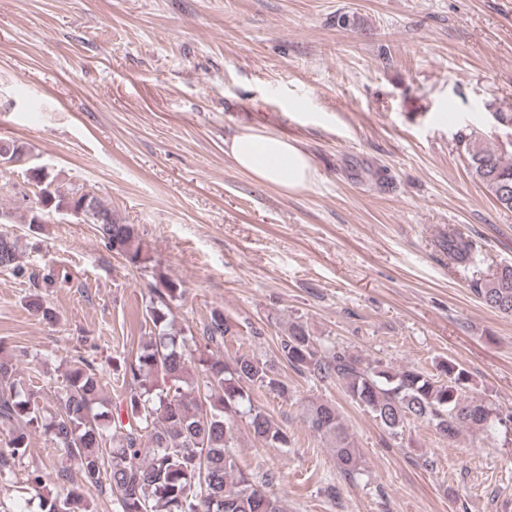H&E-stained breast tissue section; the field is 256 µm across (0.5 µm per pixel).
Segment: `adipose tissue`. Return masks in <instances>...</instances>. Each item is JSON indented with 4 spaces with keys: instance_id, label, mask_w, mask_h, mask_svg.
Here are the masks:
<instances>
[{
    "instance_id": "1",
    "label": "adipose tissue",
    "mask_w": 512,
    "mask_h": 512,
    "mask_svg": "<svg viewBox=\"0 0 512 512\" xmlns=\"http://www.w3.org/2000/svg\"><path fill=\"white\" fill-rule=\"evenodd\" d=\"M224 153L241 172L287 192L308 188L317 170L297 141L249 128L224 143Z\"/></svg>"
}]
</instances>
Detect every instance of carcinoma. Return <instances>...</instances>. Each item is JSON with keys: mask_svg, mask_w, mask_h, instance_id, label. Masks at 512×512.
Masks as SVG:
<instances>
[{"mask_svg": "<svg viewBox=\"0 0 512 512\" xmlns=\"http://www.w3.org/2000/svg\"><path fill=\"white\" fill-rule=\"evenodd\" d=\"M459 144L472 176L497 206L512 210V160L489 148L474 133ZM15 144H0L3 164L23 159ZM38 192L25 223L38 229L59 209L83 212L106 244L133 266L150 260L147 246L133 224H125L95 195L79 188L64 193L44 169L33 171ZM448 263L466 267L479 258L477 243L456 228L443 242ZM18 238L0 234V269L24 274ZM159 288L145 305L152 329L134 356L113 363L121 380V399L108 405L102 376L94 361L72 359L66 388L55 411L40 405L25 389L14 359L0 355V472L27 455L30 436L40 432L72 461L81 482L69 483L65 471L57 479L63 492H51L45 474L32 471L29 485L40 512H96L92 491H106L114 512H284L273 491L278 476L247 470L236 448L240 423L263 448H286L289 437L265 409L254 403L263 389L288 398V386L274 363L254 355L221 357L219 350L241 338L240 324L215 308L201 339L174 330L172 305L184 290L157 274ZM487 307L512 316V266L470 282ZM279 359L300 374L335 381L347 396L366 409L393 437L411 419L426 423L452 441L462 432L512 430V413L483 399L463 395L468 370L455 360L439 365V374L413 366L395 369L366 362L339 347L321 348L307 324L292 321L280 340ZM312 433L332 449L341 477L362 474L361 456L336 406L322 399L302 405Z\"/></svg>", "mask_w": 512, "mask_h": 512, "instance_id": "1", "label": "carcinoma"}]
</instances>
